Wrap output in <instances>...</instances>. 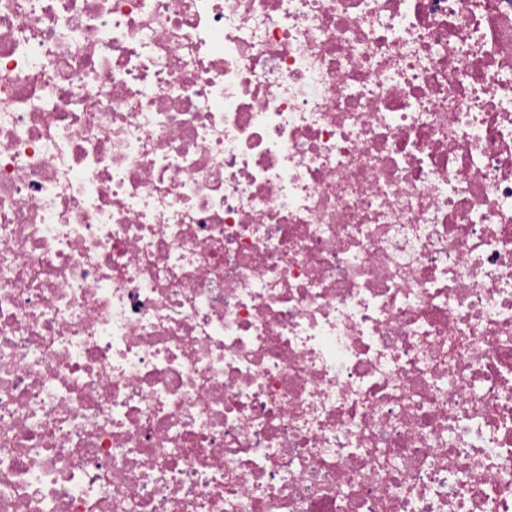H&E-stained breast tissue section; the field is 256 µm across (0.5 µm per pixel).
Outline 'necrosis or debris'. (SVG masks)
Returning a JSON list of instances; mask_svg holds the SVG:
<instances>
[{
	"label": "necrosis or debris",
	"mask_w": 512,
	"mask_h": 512,
	"mask_svg": "<svg viewBox=\"0 0 512 512\" xmlns=\"http://www.w3.org/2000/svg\"><path fill=\"white\" fill-rule=\"evenodd\" d=\"M0 512H512V0H0Z\"/></svg>",
	"instance_id": "4bbe7bcc"
}]
</instances>
